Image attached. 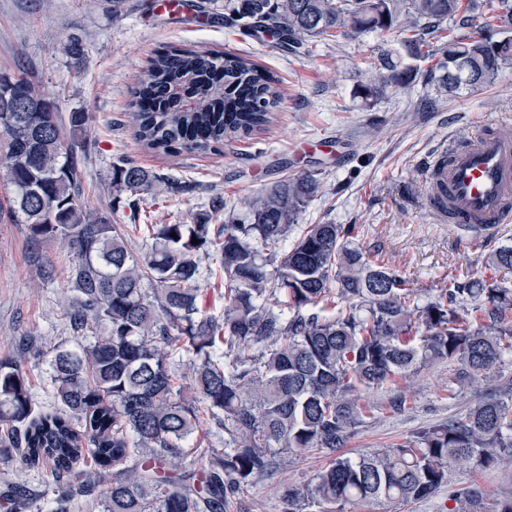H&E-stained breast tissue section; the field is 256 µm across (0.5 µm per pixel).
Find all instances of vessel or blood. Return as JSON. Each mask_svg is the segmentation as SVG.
<instances>
[{"label": "vessel or blood", "mask_w": 512, "mask_h": 512, "mask_svg": "<svg viewBox=\"0 0 512 512\" xmlns=\"http://www.w3.org/2000/svg\"><path fill=\"white\" fill-rule=\"evenodd\" d=\"M423 205L478 239L512 222V117L480 127L466 145L434 148L426 161Z\"/></svg>", "instance_id": "obj_1"}]
</instances>
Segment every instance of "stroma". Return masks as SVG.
Masks as SVG:
<instances>
[{"instance_id":"obj_1","label":"stroma","mask_w":512,"mask_h":512,"mask_svg":"<svg viewBox=\"0 0 512 512\" xmlns=\"http://www.w3.org/2000/svg\"><path fill=\"white\" fill-rule=\"evenodd\" d=\"M146 0H123L112 17V0H0V72L23 71L55 97L61 116L88 113L81 199L94 214L125 231L133 255L145 250L146 229H132L128 209L112 208V167L131 162L181 179L186 190L147 200L152 224H192L210 215L220 224L242 198L270 182L312 174L317 197L300 225H355L367 257L397 269L428 294L451 280L479 275L488 257L512 242V223L478 242L456 225L435 221L419 210L424 162L434 146L469 140L483 124L512 114V66L495 85L475 91L437 89L428 63H418L407 86L365 100L359 86L380 50L400 47L398 33L319 37L304 52L273 50L267 38L251 39L224 22V0H187L186 12L145 17ZM88 49L83 68L68 53L71 37ZM168 45L249 56L281 79L284 92L266 129L224 143L217 152L168 156L145 149L126 123L131 92L157 50ZM76 257L61 239L33 244L27 225L0 218V358L19 356L24 345L44 351L77 348L104 331L72 328L66 308L77 294L71 283ZM485 383L448 397V367L422 371L402 409L390 405L388 388L360 390L373 408L345 449L348 457L404 441L422 427L464 414L484 395ZM325 460L321 454L284 453L277 469L256 481L229 512H283L284 487L313 488ZM22 486L28 512H51L55 488L49 471L24 470L0 457V512H9L1 493Z\"/></svg>"}]
</instances>
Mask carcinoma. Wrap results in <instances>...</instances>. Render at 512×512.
Masks as SVG:
<instances>
[{"label":"carcinoma","instance_id":"carcinoma-1","mask_svg":"<svg viewBox=\"0 0 512 512\" xmlns=\"http://www.w3.org/2000/svg\"><path fill=\"white\" fill-rule=\"evenodd\" d=\"M484 2L488 17L472 34L463 29L474 0H224V10L244 33L270 32L292 51L321 35L398 30L407 55L424 62L428 36L446 30L429 71L453 92L492 85L512 64V0ZM410 76L401 56L384 53L361 92L384 96ZM5 91L23 110L22 125L0 127L9 217L35 242L67 241L80 294L69 320L77 330L90 322L106 330L78 350L50 352L53 411L35 409L19 360L0 359V457L50 468L52 512H70L74 494L95 490L103 512H227L285 451H316L326 465L312 490L282 491L284 512L375 503L400 510L451 484L453 468L512 462V392L495 387L512 357V289L505 287L512 245L493 253L487 273L421 302L396 270L366 258L352 225L309 224L278 249L320 188L300 174L245 198V224L215 226L203 217L150 225L151 243L136 258L116 225L81 202L73 147L88 114L70 113L66 141L56 101L36 82L0 72ZM134 97L128 123L136 138L169 154L208 152L269 126L281 91L246 56L171 47L151 59ZM180 192L177 181L146 167H112L114 205L135 208L144 195ZM212 249L224 275L220 315L199 306L200 255ZM180 353L193 365L188 386L176 382ZM440 363L458 365L448 398L478 379L490 393L400 444L344 456L372 413L360 389L398 386L400 406L421 371ZM201 403L228 440L204 453L199 469L185 470L196 464L187 442L199 429ZM88 458L91 475L77 469ZM448 500V512H483L476 487H455Z\"/></svg>","mask_w":512,"mask_h":512}]
</instances>
